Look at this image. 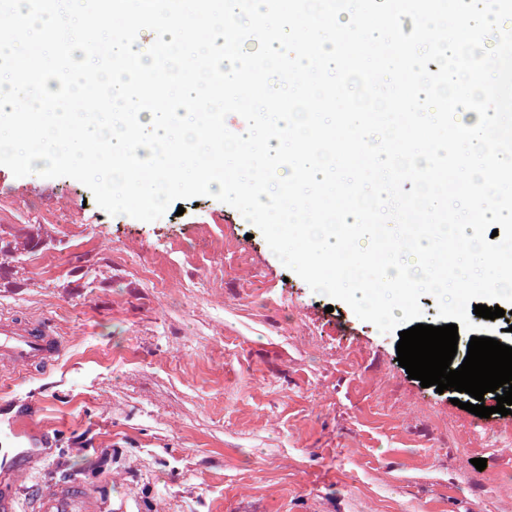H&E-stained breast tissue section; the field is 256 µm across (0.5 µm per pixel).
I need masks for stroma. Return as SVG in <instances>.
<instances>
[{"label": "stroma", "instance_id": "1", "mask_svg": "<svg viewBox=\"0 0 512 512\" xmlns=\"http://www.w3.org/2000/svg\"><path fill=\"white\" fill-rule=\"evenodd\" d=\"M1 313L49 319L65 342L0 384V414L32 410L54 443L27 493L72 481L104 512H512L495 445L512 415L421 387L398 332L312 291L214 197L144 222L76 179L0 166ZM470 445L484 470L462 462Z\"/></svg>", "mask_w": 512, "mask_h": 512}]
</instances>
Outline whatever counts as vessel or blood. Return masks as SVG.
<instances>
[{"instance_id":"1","label":"vessel or blood","mask_w":512,"mask_h":512,"mask_svg":"<svg viewBox=\"0 0 512 512\" xmlns=\"http://www.w3.org/2000/svg\"><path fill=\"white\" fill-rule=\"evenodd\" d=\"M64 342L43 318L0 317V379L30 375L53 364ZM48 441L29 431L24 417L0 425V512H99L97 498L75 483H61L19 508L14 477L21 461L40 457Z\"/></svg>"}]
</instances>
